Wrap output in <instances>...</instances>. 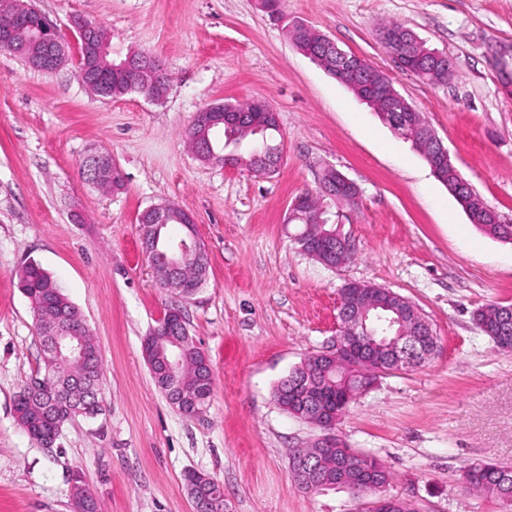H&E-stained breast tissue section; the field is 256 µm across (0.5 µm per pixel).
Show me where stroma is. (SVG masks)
<instances>
[{
    "instance_id": "stroma-1",
    "label": "stroma",
    "mask_w": 512,
    "mask_h": 512,
    "mask_svg": "<svg viewBox=\"0 0 512 512\" xmlns=\"http://www.w3.org/2000/svg\"><path fill=\"white\" fill-rule=\"evenodd\" d=\"M64 39L76 19L102 23L113 59L149 51L172 76L163 102L133 93L92 96L74 65L54 73L0 51V512H72L81 482L99 512H194L184 474L224 486L226 512H358L344 489L307 492L290 475L315 426L273 391L336 334L338 292L366 281L408 298L437 348L422 366L386 374L337 428L348 447L391 472L386 496L413 512H503L465 489L471 463L512 465V352L475 319L512 303V243L470 224L409 142L345 85L297 51L284 20L302 21L388 73L434 128L459 172L512 219V0H32ZM384 21L412 29L454 63L433 86L400 71L376 35ZM268 101L284 137L270 176L200 162L184 131L213 103ZM111 155L121 191L88 184L78 165ZM360 189L328 201L357 245L328 268L301 253L289 223L294 197L316 190L325 165ZM169 202L189 213L209 253V279L192 298L158 287L138 218ZM37 261L80 309L101 350L104 410L66 423L53 448L18 426L14 397L42 367L29 300L14 273ZM180 305L210 361L206 412L180 414L156 387L142 341Z\"/></svg>"
}]
</instances>
